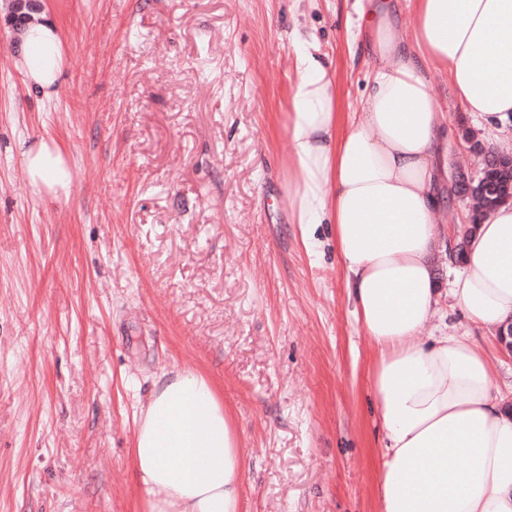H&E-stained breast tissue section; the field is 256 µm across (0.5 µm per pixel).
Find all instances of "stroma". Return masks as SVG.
<instances>
[{
    "mask_svg": "<svg viewBox=\"0 0 512 512\" xmlns=\"http://www.w3.org/2000/svg\"><path fill=\"white\" fill-rule=\"evenodd\" d=\"M67 55L28 95L0 11V512H138L135 417L162 372L207 376L241 431L244 512H376L371 347L332 227L290 219L293 30L364 106L358 0H42ZM460 132L482 141L445 75ZM63 151L69 194L20 145Z\"/></svg>",
    "mask_w": 512,
    "mask_h": 512,
    "instance_id": "stroma-1",
    "label": "stroma"
}]
</instances>
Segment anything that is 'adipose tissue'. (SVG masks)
<instances>
[{
  "instance_id": "obj_1",
  "label": "adipose tissue",
  "mask_w": 512,
  "mask_h": 512,
  "mask_svg": "<svg viewBox=\"0 0 512 512\" xmlns=\"http://www.w3.org/2000/svg\"><path fill=\"white\" fill-rule=\"evenodd\" d=\"M402 32L393 0L367 12L374 60L366 106L342 121L335 73L299 40L287 113L294 223L330 219L347 296L375 355L370 388L383 448L377 512H512V408L498 397L477 341L419 333L441 295L434 259L446 236L434 216L448 198L438 160L452 127L429 75L449 74L478 128L512 124V0H414ZM15 66L51 101L63 74L59 27L31 12L15 32ZM33 185L65 188L48 142L24 151ZM450 294L476 325L512 322V202L469 234ZM140 512H242L241 436L209 378L166 373L137 418L132 448Z\"/></svg>"
}]
</instances>
